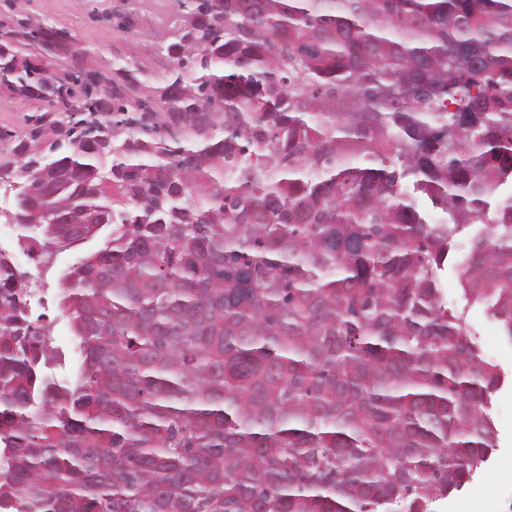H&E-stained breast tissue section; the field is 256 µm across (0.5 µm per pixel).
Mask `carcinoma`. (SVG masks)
<instances>
[{
  "label": "carcinoma",
  "instance_id": "cac0c4a2",
  "mask_svg": "<svg viewBox=\"0 0 512 512\" xmlns=\"http://www.w3.org/2000/svg\"><path fill=\"white\" fill-rule=\"evenodd\" d=\"M166 2L160 80L0 18V91L42 103L0 135L13 223L107 231L70 386L0 254V509L430 512L494 448L501 374L436 277L473 224L463 294L512 341V0Z\"/></svg>",
  "mask_w": 512,
  "mask_h": 512
}]
</instances>
